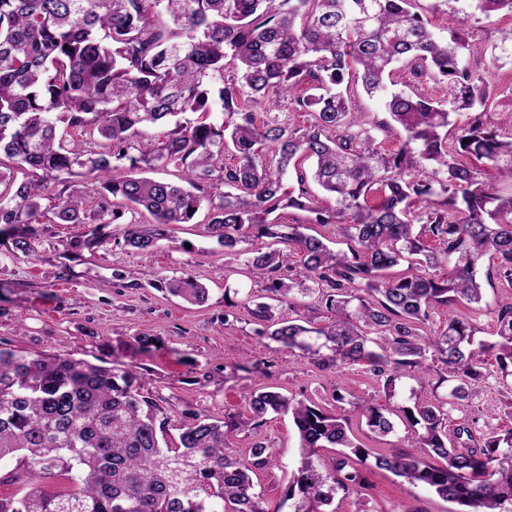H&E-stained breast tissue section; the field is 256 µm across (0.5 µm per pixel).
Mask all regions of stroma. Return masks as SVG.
Listing matches in <instances>:
<instances>
[{"label":"stroma","mask_w":512,"mask_h":512,"mask_svg":"<svg viewBox=\"0 0 512 512\" xmlns=\"http://www.w3.org/2000/svg\"><path fill=\"white\" fill-rule=\"evenodd\" d=\"M472 32L470 64L495 84L497 128L510 135L512 17L478 16ZM151 221L147 212H125L120 223L105 227L106 242L83 251L78 259L72 258L71 245L89 232L86 224H41L36 251L29 255L13 252L10 240L1 237L0 341L36 354L138 366L142 392L160 406L173 437L186 410L216 420L243 416L246 395L267 389L342 411L363 447L389 457L408 452L411 430L403 411L417 403L446 402L449 427L469 423L477 437L512 424L507 416L512 377L503 378L497 364L488 365L471 400L454 403L448 399L452 382L439 361H431L426 378H400L389 393L366 366L324 369L261 336V324L252 311L265 302L267 292L249 274L247 260L264 248V239L249 238L240 243L237 256L225 258L202 210L192 223L173 225L154 253L125 245L124 225ZM185 273L208 288L204 304H187L166 291V279ZM480 276L485 286L482 305L463 304L456 311L476 326V340L492 342L497 310L512 302V289L502 285L492 263L483 264ZM142 336L155 337V345H140ZM246 354L268 363V370H238L236 364ZM366 401L392 421L391 434L370 431L361 408ZM259 441L277 455L275 467L257 470L253 476L256 489L263 493V506L266 512H293L286 491L299 448L290 416L268 415L258 428L230 434L228 444L245 457ZM368 479L365 495L337 493L333 512H453L452 503L389 471L372 470Z\"/></svg>","instance_id":"1"}]
</instances>
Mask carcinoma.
<instances>
[{
	"instance_id": "carcinoma-1",
	"label": "carcinoma",
	"mask_w": 512,
	"mask_h": 512,
	"mask_svg": "<svg viewBox=\"0 0 512 512\" xmlns=\"http://www.w3.org/2000/svg\"><path fill=\"white\" fill-rule=\"evenodd\" d=\"M466 2L449 9L440 37L419 0H0V237L35 252L41 200L51 192L59 198L51 223L97 224L74 241L73 258L105 242L102 225L122 217L118 202L153 218L123 233L127 246L152 253L169 225L190 223L206 202L224 254H237L251 234L271 240L272 249L248 260L270 299L314 294L330 314L326 327L307 317L274 322L271 306L259 303L253 314L268 322L260 335L322 367L365 365L388 392L404 375H423L432 354L456 381L448 397L469 399L487 357L512 376V304L499 307L492 343L475 342L474 324L454 312L459 302H482L486 257L512 287V195L493 193L485 173L459 157L512 181V137L495 127L494 87L467 63L468 21L512 16V0ZM403 74L445 83L452 107L414 89L389 91ZM358 84L370 97L386 95L391 123L381 130L403 133L395 151L363 127ZM272 92L313 123L257 124L254 108ZM217 109L219 123L211 120ZM461 111L473 117L450 137ZM186 113L196 120L181 121ZM91 125L103 139L98 148L64 143L60 128ZM174 161L185 187L143 176ZM306 161L334 206L316 204L302 172L298 190L285 188L289 169ZM417 166L423 178H403ZM78 179L98 198L90 217L86 198L69 193ZM285 209L336 225L349 251L273 216ZM402 261L408 272L387 276ZM166 290L194 305L207 297L189 275L168 279ZM435 307L448 319L426 335ZM320 336L327 354L314 345ZM141 389L131 367L0 346V466L16 462L9 477L28 485L19 498H0V512H267L252 473L274 464V449L257 442L241 459L228 451L227 434L254 429L271 412L292 413L298 434L293 512H326L338 491L367 488L348 454L320 453L370 457L346 418L316 404L252 393L248 417L185 412L177 440L164 446L160 406ZM405 414L411 451L377 456L376 468L434 492L454 512H512V428L478 440L459 424L450 438L444 404ZM365 416L375 433L394 429L376 406ZM435 456L444 464L428 462ZM52 475L67 477L70 491L47 492L40 479Z\"/></svg>"
}]
</instances>
